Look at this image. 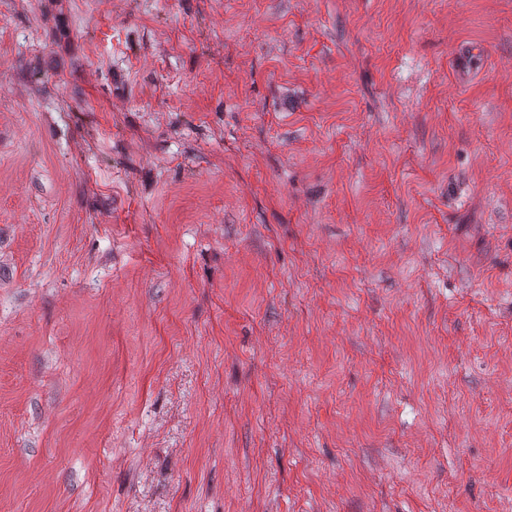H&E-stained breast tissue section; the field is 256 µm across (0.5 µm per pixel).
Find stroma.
Wrapping results in <instances>:
<instances>
[{
    "label": "stroma",
    "mask_w": 512,
    "mask_h": 512,
    "mask_svg": "<svg viewBox=\"0 0 512 512\" xmlns=\"http://www.w3.org/2000/svg\"><path fill=\"white\" fill-rule=\"evenodd\" d=\"M0 512H512V0H0Z\"/></svg>",
    "instance_id": "35a3bbf8"
}]
</instances>
